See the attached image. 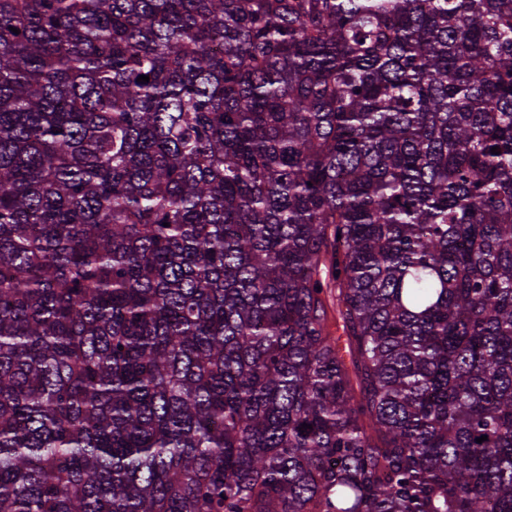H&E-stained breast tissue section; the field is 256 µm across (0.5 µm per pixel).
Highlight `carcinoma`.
<instances>
[{"label": "carcinoma", "instance_id": "1", "mask_svg": "<svg viewBox=\"0 0 512 512\" xmlns=\"http://www.w3.org/2000/svg\"><path fill=\"white\" fill-rule=\"evenodd\" d=\"M0 512H512V0H0Z\"/></svg>", "mask_w": 512, "mask_h": 512}]
</instances>
